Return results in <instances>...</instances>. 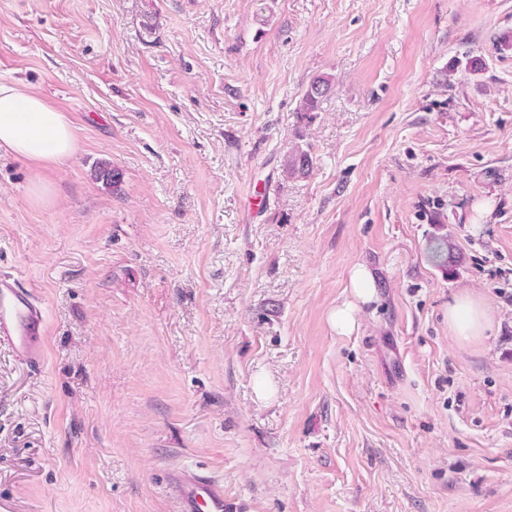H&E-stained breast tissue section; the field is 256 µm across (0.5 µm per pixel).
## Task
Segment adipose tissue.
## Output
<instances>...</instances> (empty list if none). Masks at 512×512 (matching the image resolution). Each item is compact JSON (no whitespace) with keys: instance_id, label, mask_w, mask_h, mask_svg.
<instances>
[{"instance_id":"obj_1","label":"adipose tissue","mask_w":512,"mask_h":512,"mask_svg":"<svg viewBox=\"0 0 512 512\" xmlns=\"http://www.w3.org/2000/svg\"><path fill=\"white\" fill-rule=\"evenodd\" d=\"M76 144L75 128L65 114L18 85L0 83V149L46 168L69 158ZM348 286L350 301L330 315L332 327L341 333L353 330L360 306L377 296L375 278L364 265L351 268ZM488 321L484 305L473 296H458L448 305V325L460 338L482 335Z\"/></svg>"}]
</instances>
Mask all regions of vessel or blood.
I'll use <instances>...</instances> for the list:
<instances>
[{
	"instance_id": "1",
	"label": "vessel or blood",
	"mask_w": 512,
	"mask_h": 512,
	"mask_svg": "<svg viewBox=\"0 0 512 512\" xmlns=\"http://www.w3.org/2000/svg\"><path fill=\"white\" fill-rule=\"evenodd\" d=\"M46 321L30 291L0 275V350L24 364H39L45 356ZM169 490L178 512H224L221 484L183 469L171 474Z\"/></svg>"
}]
</instances>
